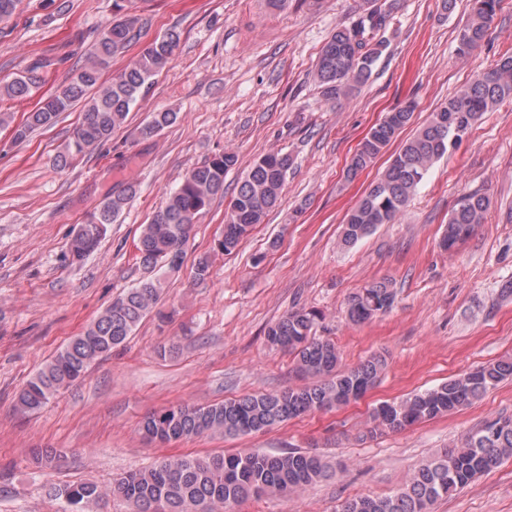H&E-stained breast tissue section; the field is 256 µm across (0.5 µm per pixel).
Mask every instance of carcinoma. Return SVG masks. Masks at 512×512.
Listing matches in <instances>:
<instances>
[{
    "instance_id": "obj_1",
    "label": "carcinoma",
    "mask_w": 512,
    "mask_h": 512,
    "mask_svg": "<svg viewBox=\"0 0 512 512\" xmlns=\"http://www.w3.org/2000/svg\"><path fill=\"white\" fill-rule=\"evenodd\" d=\"M123 2L113 0L112 23L92 45L88 62L67 83L15 125L10 113H0V126L10 128L14 142L23 143L34 131L53 126L61 113L83 105L82 119L73 130L67 150L55 159L60 168L107 142L126 121L141 94L173 59L179 34L169 31L145 47L110 83L102 81L112 59L124 53L136 36L138 19L123 13ZM396 4L397 0H367V8L351 25L336 28L321 49L314 72L326 100L347 98L371 78L386 48L384 33ZM499 4L500 0H471L469 17L458 34L459 55H469L486 39ZM39 69L35 63L13 80L0 83V101L27 100L42 81ZM511 99L512 53H506L449 97L401 143L388 167L346 214L341 243L353 246L378 225L393 223L433 165L484 113ZM414 111L415 104L408 102L372 126L347 162L344 179L352 182L370 168L412 123ZM176 119L174 112H154L140 133L155 136ZM236 164V154L226 152L184 175L164 206L142 225L136 249L143 266L180 269L196 218L216 196L224 195V175ZM293 166L291 154L280 151L264 154L253 162L225 211L224 232L216 242L218 251L232 253L253 226L263 222L280 201ZM136 192L131 185L123 194L106 197L92 218L77 226L69 242L72 260L81 262L98 249L105 226L119 217ZM489 207V199L478 192L459 196L448 215L441 246L450 249L470 237ZM163 283L160 276L147 277L113 299L84 332L73 337L27 382L18 395V406L36 412L60 390L83 378L91 364L124 343L156 308ZM395 298L390 280L369 283L349 295L346 317L353 324L364 323L391 308ZM322 319L323 314L317 310L296 309L266 331L268 343L293 355L296 372L312 379V383L208 405H174L146 416L141 433L150 441L159 439L163 443L214 434L247 436L304 414L359 400L377 384L387 366L386 358L373 354L354 367H341L335 342L315 335ZM508 379H512V356L399 401L382 402L373 408L366 434L398 431L459 410ZM508 457H512V416L490 418L469 431L459 444L420 463L408 482L391 494L347 500L341 512H433L439 499ZM332 473L333 466L322 456L295 449L281 454L248 451L166 457L148 469L113 479L107 492L124 501L129 512H232L233 506L249 498L303 491ZM107 492L93 482L53 488V495L64 503L63 512H85L88 504Z\"/></svg>"
}]
</instances>
